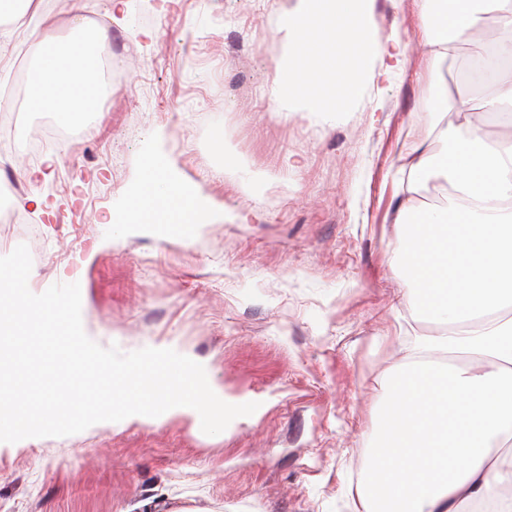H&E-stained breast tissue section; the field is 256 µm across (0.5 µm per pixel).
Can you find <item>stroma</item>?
Returning <instances> with one entry per match:
<instances>
[{
	"label": "stroma",
	"instance_id": "obj_1",
	"mask_svg": "<svg viewBox=\"0 0 512 512\" xmlns=\"http://www.w3.org/2000/svg\"><path fill=\"white\" fill-rule=\"evenodd\" d=\"M79 7L17 18L0 60V86L26 88L35 32L79 15L125 37L126 76L95 125L28 187L55 204L36 216L28 283L79 282L101 346L176 345L228 398L259 407L212 436L174 416L1 445L0 512H347L398 349L392 174L403 144L432 134L438 90L477 95L462 70L481 46L457 43L425 79L429 4L372 0L381 40L413 55L359 72L328 63L319 94L353 80L363 93L312 112L274 95L286 66L276 25L298 0H127L119 23L110 0ZM154 139L225 220L107 240L101 217L129 195ZM226 143L264 174L260 188L225 172Z\"/></svg>",
	"mask_w": 512,
	"mask_h": 512
}]
</instances>
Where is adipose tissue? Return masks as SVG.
Instances as JSON below:
<instances>
[{
	"mask_svg": "<svg viewBox=\"0 0 512 512\" xmlns=\"http://www.w3.org/2000/svg\"><path fill=\"white\" fill-rule=\"evenodd\" d=\"M441 23L426 29L421 64L434 73L458 41L479 40L485 19L497 25L498 63L476 69L479 100L435 98L438 112H455L435 140L400 155L396 170L406 194L391 212L393 263L405 291L397 301L405 324L441 326V333L402 343L385 369L368 437L367 462L347 488L351 512H512V134L483 129L485 112H512V0H430ZM285 83L300 97L343 58L358 69L407 49L381 40L370 0H299L285 17ZM81 39L44 41L34 66L31 108L90 123L95 105L77 67L86 42L105 28L79 22ZM448 185L445 205L428 208L424 183ZM215 223L198 191L172 173L167 153L147 145L139 176L110 235L155 229L153 215Z\"/></svg>",
	"mask_w": 512,
	"mask_h": 512,
	"instance_id": "ef3b65f1",
	"label": "adipose tissue"
}]
</instances>
